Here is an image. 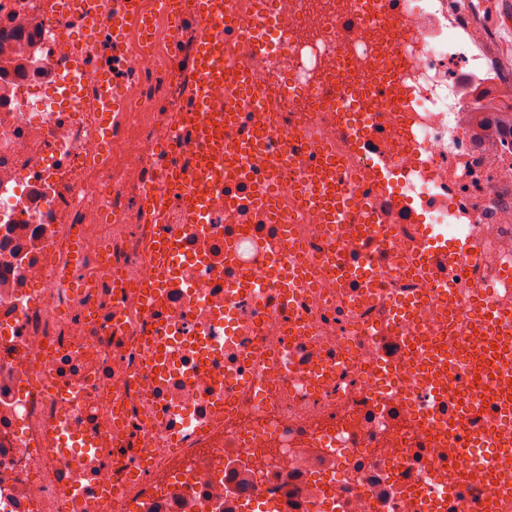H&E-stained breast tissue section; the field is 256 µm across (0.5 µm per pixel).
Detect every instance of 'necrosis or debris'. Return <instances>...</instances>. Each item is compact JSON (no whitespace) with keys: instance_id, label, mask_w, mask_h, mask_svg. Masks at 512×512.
I'll use <instances>...</instances> for the list:
<instances>
[{"instance_id":"necrosis-or-debris-1","label":"necrosis or debris","mask_w":512,"mask_h":512,"mask_svg":"<svg viewBox=\"0 0 512 512\" xmlns=\"http://www.w3.org/2000/svg\"><path fill=\"white\" fill-rule=\"evenodd\" d=\"M63 2L0 0L34 66L55 77L21 78L0 101V512H101L99 490L116 487V512H180L175 484L198 512L258 498L283 512H455L457 483L476 512H512V494L486 498L493 479L512 483V422L475 381L512 363L475 364L488 338L468 326L479 296L512 315V139L473 142L468 120L507 105L512 74L471 39L472 0H393L388 22L357 15L355 0H271L270 52L238 54L260 96L224 139L270 137L246 163L249 182L206 189L198 234L183 230L182 196L161 224L143 205L164 191L166 166L192 182L180 121L190 75L139 49L134 68L167 86L166 107L133 96V142L100 165L92 84L55 32L82 20ZM348 91L377 115L374 148L339 131ZM377 151L398 201L377 187ZM325 155L353 202L336 226L305 199ZM377 212L383 241L367 259L381 274L364 292L336 268ZM432 226L474 240L456 286L441 268L410 271ZM295 259L309 280L287 291L274 272ZM431 350L448 362L450 398L473 405L467 430L493 431L496 448L455 439L444 420L424 447L422 419L438 412L422 374ZM138 453L145 477L126 483L122 461Z\"/></svg>"}]
</instances>
